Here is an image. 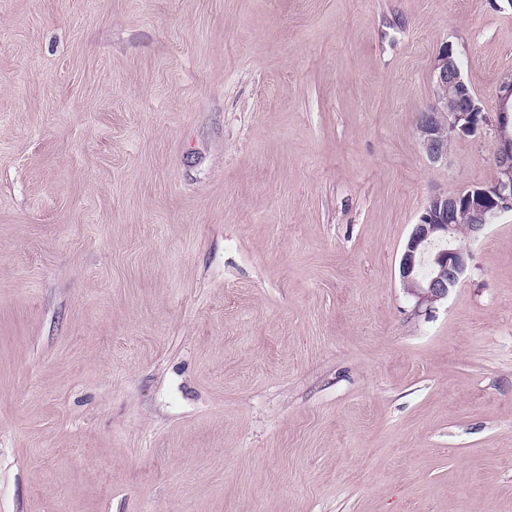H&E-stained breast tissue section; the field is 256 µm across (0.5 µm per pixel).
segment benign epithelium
Returning a JSON list of instances; mask_svg holds the SVG:
<instances>
[{
  "label": "benign epithelium",
  "instance_id": "7a95c632",
  "mask_svg": "<svg viewBox=\"0 0 512 512\" xmlns=\"http://www.w3.org/2000/svg\"><path fill=\"white\" fill-rule=\"evenodd\" d=\"M433 101L419 115L421 145L433 161L448 158L455 139L475 135L489 117L465 82L457 57L449 45L438 52L434 63ZM500 111L495 122L496 174L487 186L464 192L432 195L418 222L412 226L399 264L404 291L414 299L415 312H430L460 283L470 259V247L453 244L458 229L478 239L486 228L506 214L512 215V75L497 94Z\"/></svg>",
  "mask_w": 512,
  "mask_h": 512
}]
</instances>
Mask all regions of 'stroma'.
I'll return each mask as SVG.
<instances>
[{"instance_id":"obj_1","label":"stroma","mask_w":512,"mask_h":512,"mask_svg":"<svg viewBox=\"0 0 512 512\" xmlns=\"http://www.w3.org/2000/svg\"><path fill=\"white\" fill-rule=\"evenodd\" d=\"M512 0H0V512H512V217L399 278ZM433 101L419 115L421 145L433 161L447 159L455 139L475 135L490 122L465 82L453 49L444 45L434 63Z\"/></svg>"}]
</instances>
